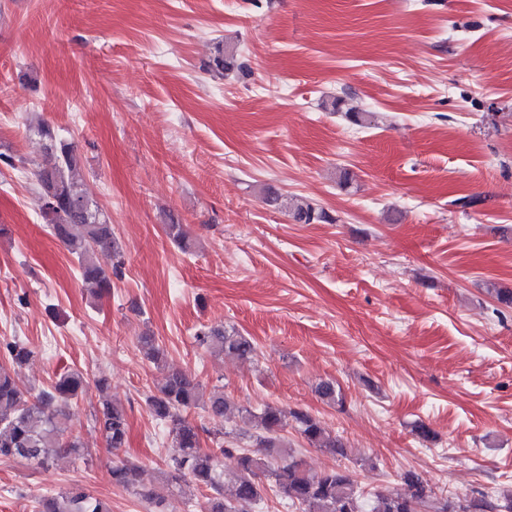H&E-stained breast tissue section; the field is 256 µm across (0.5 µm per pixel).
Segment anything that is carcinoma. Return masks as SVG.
Returning <instances> with one entry per match:
<instances>
[{"label": "carcinoma", "instance_id": "1", "mask_svg": "<svg viewBox=\"0 0 512 512\" xmlns=\"http://www.w3.org/2000/svg\"><path fill=\"white\" fill-rule=\"evenodd\" d=\"M45 161L34 172L39 213L52 235L77 258L84 283L97 293L112 288V273L98 262L105 256L118 262L122 247L112 225L83 188L81 160L71 143L57 139L54 130L43 123L38 128ZM295 221L303 224L327 222L331 217L310 203L290 204ZM168 234L185 251L193 243L183 225L173 220ZM197 344L211 352L247 361L256 356L254 340L235 328L205 326L195 336ZM145 357L156 365L164 363V350L152 336L139 339ZM9 366H0V459L17 458L34 468H46L63 453L73 460L86 459L87 450L68 431L69 405L89 385L79 371L60 376L51 389L36 399L22 389L10 368L26 365L33 352L19 341L4 345ZM318 396L328 404H341L343 397L336 382L324 380L316 386ZM153 417L169 427L178 448L168 464L170 483L192 485L205 492L200 512H251L268 494L288 502L293 512H363L367 495L347 470L330 468L313 471L292 448L285 435L295 430L311 448L334 457L347 458L351 448L343 437L326 431L321 422L304 410H285L267 404L254 413L230 401L224 392H204L192 374L172 369L165 373L157 393L148 397ZM202 408L219 423L242 421L230 431H211L186 416L192 408ZM106 447L118 450L128 437L125 409L102 399L94 410ZM234 462L231 487H226L224 459ZM113 483L134 492L158 512H171L165 496L144 486L137 467L118 463L112 466ZM408 492L376 497L372 512H512V494L494 497L452 498L436 494L415 471L401 475ZM37 512H110L101 499L83 487L73 485L55 494L36 498Z\"/></svg>", "mask_w": 512, "mask_h": 512}]
</instances>
